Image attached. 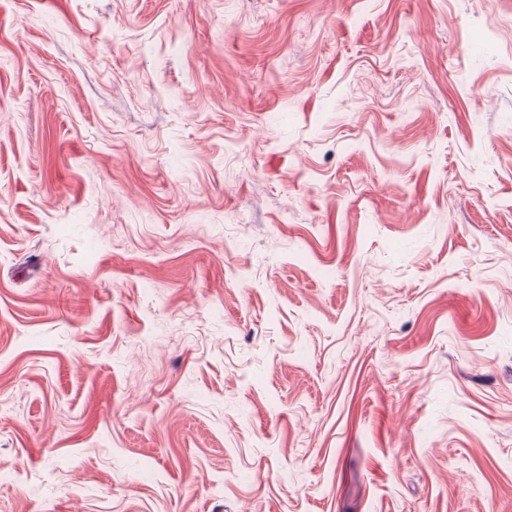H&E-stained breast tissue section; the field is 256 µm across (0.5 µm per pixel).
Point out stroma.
Returning <instances> with one entry per match:
<instances>
[{"label": "stroma", "mask_w": 512, "mask_h": 512, "mask_svg": "<svg viewBox=\"0 0 512 512\" xmlns=\"http://www.w3.org/2000/svg\"><path fill=\"white\" fill-rule=\"evenodd\" d=\"M0 512H512V0H0Z\"/></svg>", "instance_id": "1"}]
</instances>
